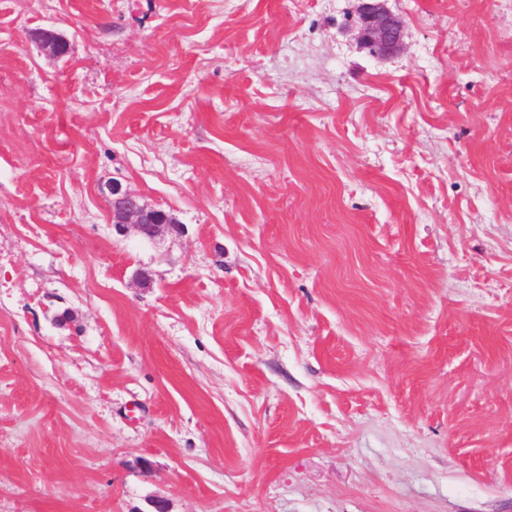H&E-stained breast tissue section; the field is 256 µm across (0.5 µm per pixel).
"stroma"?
<instances>
[{"mask_svg": "<svg viewBox=\"0 0 512 512\" xmlns=\"http://www.w3.org/2000/svg\"><path fill=\"white\" fill-rule=\"evenodd\" d=\"M359 5L0 0V512H512V0ZM385 0H362L358 12V38L379 56L396 52L403 40L401 23L389 12ZM133 229L141 236L156 239L167 234L179 233L176 224L163 210L148 208L138 195L123 190L121 185L112 187V232L124 237Z\"/></svg>", "mask_w": 512, "mask_h": 512, "instance_id": "stroma-1", "label": "stroma"}]
</instances>
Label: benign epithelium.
Instances as JSON below:
<instances>
[{
  "label": "benign epithelium",
  "mask_w": 512,
  "mask_h": 512,
  "mask_svg": "<svg viewBox=\"0 0 512 512\" xmlns=\"http://www.w3.org/2000/svg\"><path fill=\"white\" fill-rule=\"evenodd\" d=\"M358 38L379 56L396 52L403 40L401 23L385 7L384 0H362L358 12ZM41 46L58 58L67 56L69 46L49 32L37 37ZM141 236L156 239L178 233L181 225L175 223L163 210L152 209L141 203L138 195L112 186V232L124 237L130 230Z\"/></svg>",
  "instance_id": "7a95c632"
}]
</instances>
